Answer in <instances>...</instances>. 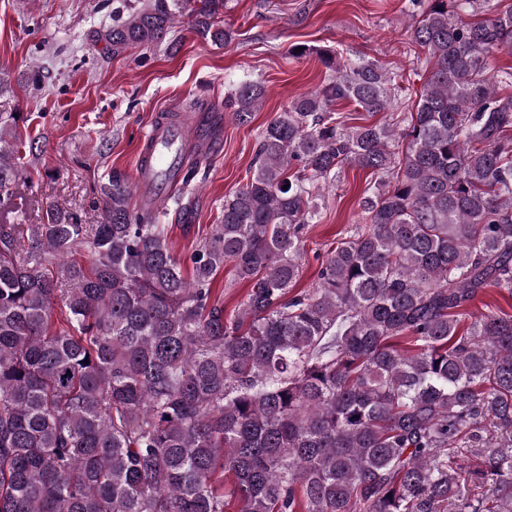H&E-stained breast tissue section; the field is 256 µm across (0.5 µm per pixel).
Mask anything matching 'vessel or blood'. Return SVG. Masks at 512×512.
Masks as SVG:
<instances>
[{"label": "vessel or blood", "mask_w": 512, "mask_h": 512, "mask_svg": "<svg viewBox=\"0 0 512 512\" xmlns=\"http://www.w3.org/2000/svg\"><path fill=\"white\" fill-rule=\"evenodd\" d=\"M188 135L182 125L159 117L146 136L135 171L136 187L151 201H159L178 184L180 147Z\"/></svg>", "instance_id": "obj_1"}]
</instances>
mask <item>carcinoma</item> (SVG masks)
<instances>
[{"instance_id": "obj_1", "label": "carcinoma", "mask_w": 512, "mask_h": 512, "mask_svg": "<svg viewBox=\"0 0 512 512\" xmlns=\"http://www.w3.org/2000/svg\"><path fill=\"white\" fill-rule=\"evenodd\" d=\"M427 2L403 132L344 130L331 106L385 112L395 76L317 51L331 77L259 133L190 278L160 223L190 200L133 209L119 170L100 223L52 203L16 223L0 117V512H512V313L460 328L486 287L512 295V74L487 77L512 2L478 21L461 18L477 0ZM224 6L123 0L102 40L153 46L185 15L225 45ZM265 93L242 82L224 108L248 124ZM347 163L383 177L366 223L293 295L313 189ZM226 263L251 284L229 316L211 288Z\"/></svg>"}]
</instances>
